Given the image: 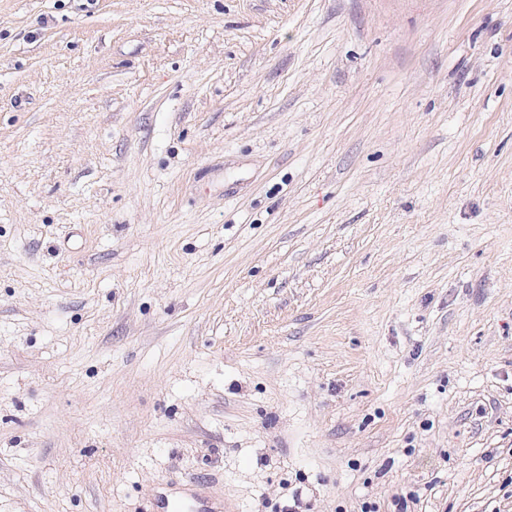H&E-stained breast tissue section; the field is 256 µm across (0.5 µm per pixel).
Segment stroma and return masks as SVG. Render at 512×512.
<instances>
[{"label": "stroma", "mask_w": 512, "mask_h": 512, "mask_svg": "<svg viewBox=\"0 0 512 512\" xmlns=\"http://www.w3.org/2000/svg\"><path fill=\"white\" fill-rule=\"evenodd\" d=\"M190 484L512 512V0H0V512Z\"/></svg>", "instance_id": "35a3bbf8"}]
</instances>
